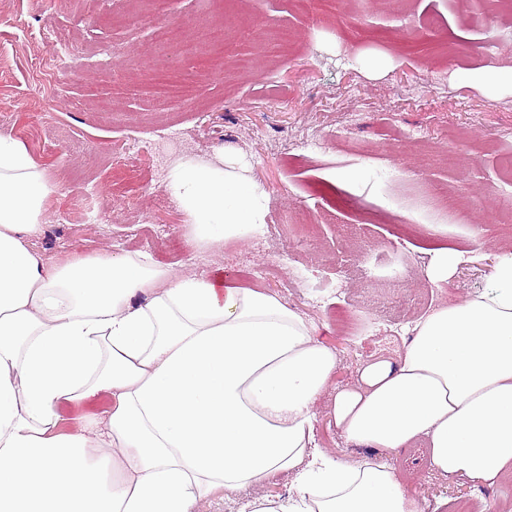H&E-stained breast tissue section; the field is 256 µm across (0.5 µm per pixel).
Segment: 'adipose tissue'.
Segmentation results:
<instances>
[{"label": "adipose tissue", "mask_w": 512, "mask_h": 512, "mask_svg": "<svg viewBox=\"0 0 512 512\" xmlns=\"http://www.w3.org/2000/svg\"><path fill=\"white\" fill-rule=\"evenodd\" d=\"M166 188L190 247L247 242L264 222L235 158L182 160ZM56 189L0 136V512H198L276 472L295 493L250 512H422L376 452L421 444L434 469L484 488L512 470L511 250L487 287L334 391L335 350L273 293L132 252L44 257L32 240ZM323 400L354 457L317 448ZM96 401L98 423L60 430L65 404Z\"/></svg>", "instance_id": "ef3b65f1"}]
</instances>
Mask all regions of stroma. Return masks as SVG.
Here are the masks:
<instances>
[{"label": "stroma", "instance_id": "stroma-1", "mask_svg": "<svg viewBox=\"0 0 512 512\" xmlns=\"http://www.w3.org/2000/svg\"><path fill=\"white\" fill-rule=\"evenodd\" d=\"M152 0H0V135L23 142L58 184L35 248L57 260L139 252L187 274H227L276 294L335 349L334 387L368 358L397 356L402 330L483 288L512 223V14L485 19L480 0H165L185 52L157 40ZM65 29L77 49L46 67L40 34ZM288 31L289 43L279 39ZM179 69L159 98L149 70ZM177 134L173 160L240 158L264 190L263 227L247 243L198 251L166 194L170 166L141 146ZM129 156L132 172L113 169ZM454 206H441L444 198ZM465 210L469 221L457 223ZM412 263L390 285L378 259ZM463 252L454 280L431 287L433 250ZM312 269L322 301L288 287ZM372 326L360 342L358 325ZM381 458L424 512H512V473L492 489Z\"/></svg>", "mask_w": 512, "mask_h": 512}]
</instances>
